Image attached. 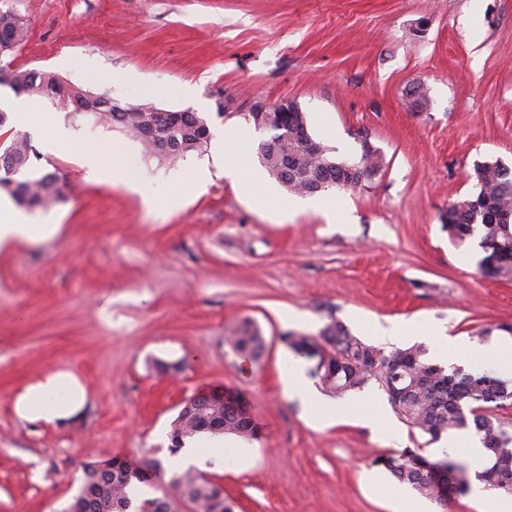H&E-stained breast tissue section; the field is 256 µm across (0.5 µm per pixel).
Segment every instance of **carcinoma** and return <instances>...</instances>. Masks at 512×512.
<instances>
[{"label":"carcinoma","mask_w":512,"mask_h":512,"mask_svg":"<svg viewBox=\"0 0 512 512\" xmlns=\"http://www.w3.org/2000/svg\"><path fill=\"white\" fill-rule=\"evenodd\" d=\"M27 36L25 23L11 11H0V57L7 56ZM18 86L13 91L52 97L62 78L51 71L14 70ZM74 114L88 113L108 124L132 132L148 153L158 159L174 160L190 152L203 150L211 137L206 120L189 110L168 113L167 122L155 136H142L153 118L155 108L116 106L102 95L80 89L76 100L69 101ZM288 126L277 127L274 135L258 148L260 164L269 175L291 192L312 194L319 186H338L345 162L310 151L303 112H290ZM37 157L30 139L17 134L0 150V163L9 162L18 171L25 170ZM476 195L448 207L443 228L448 238L463 244L480 231L479 247L484 256L480 274L512 281V170L499 161L474 164L468 174ZM0 189L7 191L21 207H47L61 200L62 192L53 173H44L23 181L0 177ZM284 343L298 355L316 359L313 374L324 392L341 397L374 382L385 392L393 411L410 427L429 437L428 443L441 441L458 432L472 433L481 444L483 466L476 478L489 490L512 494V423L494 414L512 406V383L486 371L466 370L461 366L446 369L427 359L421 345L390 351L370 345L339 321H331L320 333V340L290 332ZM238 355L255 359L265 347V338L251 320L240 321L227 338ZM224 422L223 434L244 440H257L261 428L247 411L234 412L211 402L177 414L169 435L172 454L186 441L197 436L216 435L210 425ZM398 482L408 484L419 494L442 500V488L432 476L440 464L459 465L450 453L431 457L425 449L405 448L376 459ZM155 486L160 495L138 498L136 484ZM189 503L193 512H234V503L224 497V488L200 472L190 470L166 475L162 460L152 452L130 461L120 456H91L83 463L80 487L62 512H181Z\"/></svg>","instance_id":"carcinoma-1"}]
</instances>
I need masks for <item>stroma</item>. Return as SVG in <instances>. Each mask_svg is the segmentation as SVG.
Listing matches in <instances>:
<instances>
[{"instance_id": "obj_1", "label": "stroma", "mask_w": 512, "mask_h": 512, "mask_svg": "<svg viewBox=\"0 0 512 512\" xmlns=\"http://www.w3.org/2000/svg\"><path fill=\"white\" fill-rule=\"evenodd\" d=\"M0 10L29 25L13 67L131 106L198 112L215 139L244 128L252 158L271 137L247 121L253 103L288 100L329 156L359 161L367 142L383 158L364 185L329 189L350 214L332 224L225 179L214 147L159 160L57 98L39 103L77 139L51 149L47 126L0 128V146L25 131L35 171L57 173L63 193L29 213L51 233L0 251V512H62L95 455L150 451L180 470L168 450L178 405L219 385L249 396L263 431L191 443L195 468L236 512H405L415 500L425 512H482L475 491L440 503L373 463L421 446L471 467L481 457L469 433L428 443L373 383L345 396L351 413L317 422L285 379L295 365L316 386L315 362L282 337L319 335L335 319L375 346L422 344L434 361L435 337L391 333L431 325L457 339L455 365L512 378V363L470 352L483 328L512 323V282L480 275L476 240L452 243L442 227L449 206L475 194V162L512 167V0H0ZM87 149L105 170L121 151L136 184L89 179ZM199 169L211 178L198 190ZM243 318L265 338L259 360L225 342ZM156 359L183 370L158 374ZM49 363L75 372L89 401L62 424L20 421L13 398Z\"/></svg>"}]
</instances>
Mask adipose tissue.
I'll return each mask as SVG.
<instances>
[{
	"mask_svg": "<svg viewBox=\"0 0 512 512\" xmlns=\"http://www.w3.org/2000/svg\"><path fill=\"white\" fill-rule=\"evenodd\" d=\"M235 139L232 132L224 136L225 177L257 192L266 202H277V195L260 174L234 152ZM48 232L46 225L29 222L8 201L0 200V249L40 239ZM88 399L86 387L73 371L49 364L17 392L14 411L20 419L30 423H61L80 412Z\"/></svg>",
	"mask_w": 512,
	"mask_h": 512,
	"instance_id": "adipose-tissue-1",
	"label": "adipose tissue"
}]
</instances>
